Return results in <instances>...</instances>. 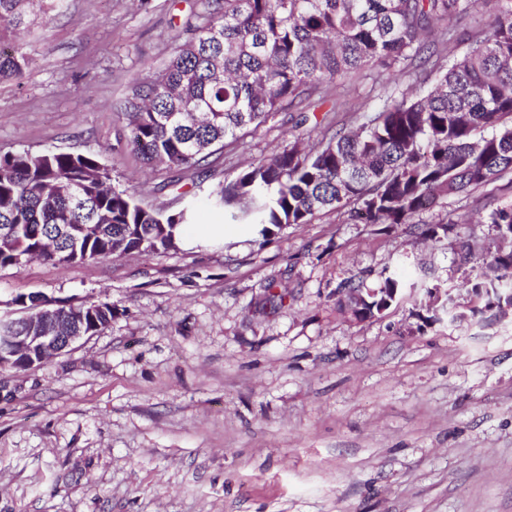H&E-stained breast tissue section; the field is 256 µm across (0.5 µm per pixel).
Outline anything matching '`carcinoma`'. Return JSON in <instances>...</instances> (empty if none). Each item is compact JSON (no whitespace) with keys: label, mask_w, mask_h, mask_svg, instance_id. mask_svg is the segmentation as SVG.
Instances as JSON below:
<instances>
[{"label":"carcinoma","mask_w":512,"mask_h":512,"mask_svg":"<svg viewBox=\"0 0 512 512\" xmlns=\"http://www.w3.org/2000/svg\"><path fill=\"white\" fill-rule=\"evenodd\" d=\"M36 0H0V80L27 63L21 30ZM202 23L165 67L124 100L134 150L150 166L190 168L270 114L316 112L346 80L392 77L414 86L363 112L354 131L322 127L315 146L296 141L167 212L145 208L112 184L90 152L0 155V269L32 252L60 266L167 251L199 208L231 223L273 229L349 209L365 224H410L451 196L505 180L512 188V0H199ZM512 238V202L490 210ZM484 289L512 292V251L492 257ZM112 321L101 302L84 330Z\"/></svg>","instance_id":"carcinoma-1"}]
</instances>
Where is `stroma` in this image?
I'll return each instance as SVG.
<instances>
[{
    "label": "stroma",
    "instance_id": "1",
    "mask_svg": "<svg viewBox=\"0 0 512 512\" xmlns=\"http://www.w3.org/2000/svg\"><path fill=\"white\" fill-rule=\"evenodd\" d=\"M195 0H66L0 81V154L98 155L144 204L178 210L226 174L293 142L280 112L200 167L146 165L120 112L145 65L161 69ZM346 83L334 114L375 107ZM457 223L437 241L424 225ZM224 242L0 270V300L42 295L112 306L100 333L32 370L0 372V512H512V317L468 312L496 231L474 198L411 224L326 210L269 238L201 210ZM408 271L384 316L339 304ZM451 291L458 320L425 323L422 286ZM284 294V302L273 294ZM342 288H349L350 290H360V291H362L363 295L367 298V300L369 302L375 301L378 297L371 296L369 291H363V287L362 286L354 285L351 282L350 283H345V284L341 285V288H339L338 291H337L340 294V296H341V301L344 303V305L347 308L348 312L351 314V316L354 319L359 320V321H364V320L372 319L371 314L362 307V303L360 301H358V303L356 304L355 299H353V302L347 300L345 292L343 291Z\"/></svg>",
    "mask_w": 512,
    "mask_h": 512
}]
</instances>
